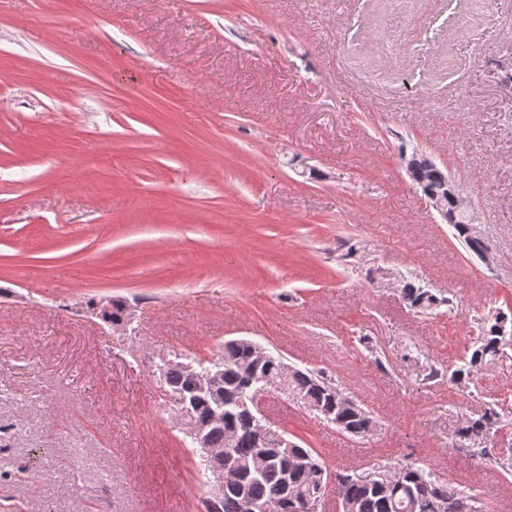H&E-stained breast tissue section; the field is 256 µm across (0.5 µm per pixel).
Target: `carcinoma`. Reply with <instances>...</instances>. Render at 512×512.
I'll use <instances>...</instances> for the list:
<instances>
[{
	"label": "carcinoma",
	"instance_id": "cac0c4a2",
	"mask_svg": "<svg viewBox=\"0 0 512 512\" xmlns=\"http://www.w3.org/2000/svg\"><path fill=\"white\" fill-rule=\"evenodd\" d=\"M401 159L413 183L438 205V214L454 235L471 253L491 263V248L474 232L477 218L469 202L449 194L453 180L448 172L415 152L404 153ZM402 293L409 307L417 312L451 303L450 298L408 281L404 282ZM509 322L512 323V313L501 309L486 316L477 341L455 365L449 380L466 387L475 375L500 360ZM217 362L220 380L206 389L200 387L199 374L209 364L207 360L196 361L193 369L187 364L170 363L165 370L172 395L204 427L212 449L211 462L224 471V492L212 502L213 512H249L250 505L256 512H296L305 501L322 496L332 481L343 512H483L479 501L465 490L415 464L385 469L372 476L349 470L333 474L314 449L293 441L282 447L279 430L272 428L260 436L258 408L250 402L256 385L273 391L285 385L306 409L354 437L371 435L377 422L322 373L292 367L272 354L261 358L246 340L225 342ZM499 423L500 413L489 407L477 418H464L459 437L471 447L480 448Z\"/></svg>",
	"mask_w": 512,
	"mask_h": 512
}]
</instances>
